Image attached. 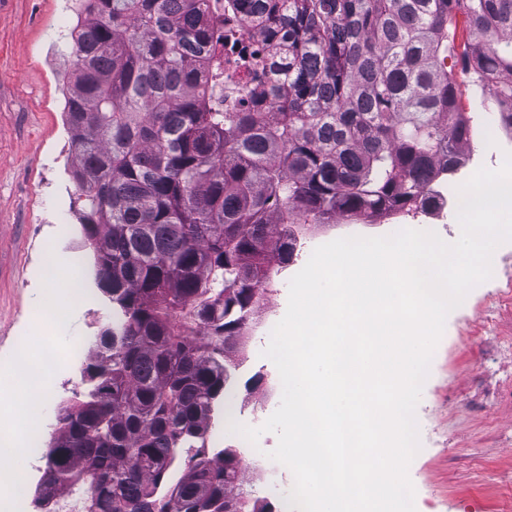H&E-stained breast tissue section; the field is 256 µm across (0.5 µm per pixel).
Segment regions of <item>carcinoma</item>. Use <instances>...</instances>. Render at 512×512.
Masks as SVG:
<instances>
[{"label": "carcinoma", "instance_id": "carcinoma-1", "mask_svg": "<svg viewBox=\"0 0 512 512\" xmlns=\"http://www.w3.org/2000/svg\"><path fill=\"white\" fill-rule=\"evenodd\" d=\"M221 2L277 44L239 57L276 77L246 107L214 102L247 31L213 27L210 0H85L64 112L112 322L88 399L58 412L36 512H273L235 501L241 461L206 440L272 267L303 224L445 207L428 186L472 137L445 59L512 102V0Z\"/></svg>", "mask_w": 512, "mask_h": 512}]
</instances>
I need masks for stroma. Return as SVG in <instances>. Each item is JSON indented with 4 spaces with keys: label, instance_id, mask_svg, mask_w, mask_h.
Wrapping results in <instances>:
<instances>
[{
    "label": "stroma",
    "instance_id": "stroma-1",
    "mask_svg": "<svg viewBox=\"0 0 512 512\" xmlns=\"http://www.w3.org/2000/svg\"><path fill=\"white\" fill-rule=\"evenodd\" d=\"M59 0H0V412L17 385L6 366L19 337L39 340L42 326L31 313L48 284L51 259L77 262L83 293L54 343L60 352L93 344L112 318V305L95 283V260L84 244L72 199L76 185L68 169L74 158L63 108L62 83L53 66L65 50L58 26ZM447 66L459 84L461 111L483 124L495 115L494 90L478 88L461 58ZM398 217L369 224L340 218L311 224L303 232L299 258L272 273L271 292L258 322L243 336L239 386L240 423L257 427L278 408L281 380L264 358L269 330L284 316L288 285L313 250L344 237H381L401 230ZM85 361L68 365L63 384L47 390L42 407L46 431H53L60 406L83 399ZM261 374L257 388L244 381ZM421 448L409 466L420 512H512V250L494 252L492 276L474 287L452 310L430 363L416 408ZM214 430L247 464V479L275 512H289L285 499L292 472L269 459L277 437L267 432L257 446L226 433L222 412Z\"/></svg>",
    "mask_w": 512,
    "mask_h": 512
}]
</instances>
